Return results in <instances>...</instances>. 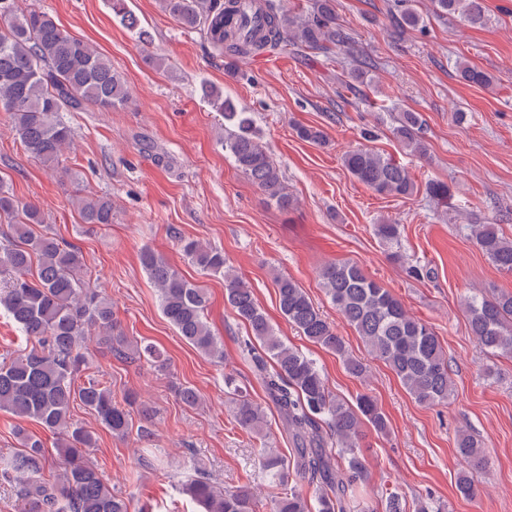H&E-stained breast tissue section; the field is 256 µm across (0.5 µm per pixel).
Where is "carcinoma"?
Wrapping results in <instances>:
<instances>
[{
  "mask_svg": "<svg viewBox=\"0 0 512 512\" xmlns=\"http://www.w3.org/2000/svg\"><path fill=\"white\" fill-rule=\"evenodd\" d=\"M436 10L470 26L486 24L485 0H433ZM112 12L133 31L138 26L125 0H111ZM164 13L190 32L204 34L208 44L237 70L236 59L287 47L331 53L346 48L350 37L336 23L335 0H314L311 11L291 14L274 0H160ZM458 77L468 85L488 86L489 73L460 62ZM212 109L224 116V152L268 199L286 210L293 199L286 192L279 168L260 140L252 113L215 87L203 88ZM125 80L112 60L89 43L61 29L50 15L33 8L17 14L14 0H0V106L5 108L24 150L54 171L62 166L64 149L73 139L63 112H82L89 105L112 110L128 103ZM296 135L323 144V130L295 126ZM424 119L418 112H401L392 128L394 138L412 154H426ZM364 144L348 151L343 164L361 184L379 195L407 197L415 183L408 169L373 150L376 138L366 129ZM86 224L112 223V201L106 197H76ZM0 223L9 232L0 240V308L25 336L30 349L0 359V410L30 419L57 436L64 447V468L56 482L45 480L46 449L40 438L19 433L21 449L0 465V481L14 483L18 512H129L128 499L114 492L83 452L95 446L93 434L72 418L78 401L93 412L112 434L124 436L132 428L128 397L118 401L112 389L89 378L75 380L89 363L87 339L99 336L120 358L146 356L163 367L153 347L129 348L118 332L111 300L89 289L75 276L81 267L79 251L53 237L37 235L32 225L42 223L40 211L24 205L0 188ZM375 237L394 247L400 225L386 220L373 225ZM476 247L499 271L512 273V241L493 224H472ZM188 261L206 274L224 276V298L252 338L264 348L254 357L257 375L270 402L279 412L292 441L289 456L265 452L261 469L281 487L267 503L268 512H350L353 487L367 476L359 440L366 425L382 434L388 420L368 393L355 402L330 390L316 362L285 344L258 304L252 289L226 264L224 253L194 240H182ZM141 264L158 288L165 318L179 335L211 360L224 362V347L214 335L205 311L204 289L173 269L151 249L141 253ZM326 294L361 338L370 355L383 362L419 404L448 402L452 381L439 337L427 323L412 316L403 303L356 264H329L320 271ZM279 309L301 335L338 356L354 377L368 375L365 363L351 356L343 337L290 277L273 276ZM462 310L470 335L487 353L512 357V292L464 298ZM274 367L267 368V360ZM232 416L243 430L261 434L265 410L235 383ZM455 448L466 467L457 474L461 497L476 496L473 473L488 465L485 449L472 435H457ZM315 488L314 502L301 485ZM179 492L197 502L203 512H255L252 488L219 489L206 472L181 484Z\"/></svg>",
  "mask_w": 512,
  "mask_h": 512,
  "instance_id": "obj_1",
  "label": "carcinoma"
}]
</instances>
